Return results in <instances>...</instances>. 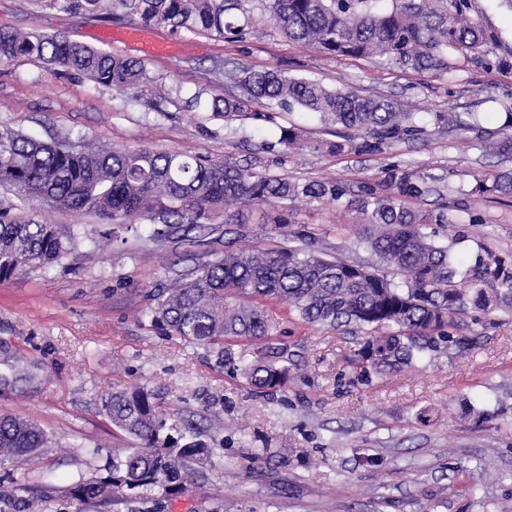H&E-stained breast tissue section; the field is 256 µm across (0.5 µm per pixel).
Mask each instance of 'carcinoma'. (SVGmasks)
I'll use <instances>...</instances> for the list:
<instances>
[{"mask_svg":"<svg viewBox=\"0 0 512 512\" xmlns=\"http://www.w3.org/2000/svg\"><path fill=\"white\" fill-rule=\"evenodd\" d=\"M268 18L283 38L337 56H384L402 67L442 73L448 52L487 62L496 40L482 28L463 24L467 0H453L455 13H439L432 0H400L390 10L373 9L374 0H264ZM68 9L91 17L125 19L134 25H167L175 31L215 33L243 40L254 29L250 0H68ZM35 60L84 75L124 93L149 82L140 59L115 55L62 33H21L0 29V60ZM243 94L213 105L224 117H239L263 100L317 113L359 139L354 149L378 153L408 135H421L412 112H397L382 98L354 89H331L317 80L284 75L278 69L240 70ZM289 149L314 150L296 127L281 130ZM0 187L21 200L40 198L63 212L93 213L112 224L161 223L156 236L174 230L184 237L217 214L239 222L229 211L235 202L276 205L300 201L313 206L345 201L363 217L360 241L392 270L379 274L343 258H325L300 246L226 250L224 255L178 274L174 282L149 291L151 322L204 349L217 368L238 372L263 391L288 384V347L269 344L244 362L229 347L238 338L271 339L273 326L264 304L287 307L298 322L318 328L347 327L356 337L351 362L357 382L411 368L442 347L462 350L464 318L477 322L495 312L512 314V261L486 250L468 261L450 258L461 243L454 235L438 244L427 224H449L410 208L407 200L432 191L430 183L393 164L383 176L347 197L336 181H297L266 176L224 161L177 151L144 148L95 149L81 137L46 143L11 128L0 129ZM471 194L512 196V170L489 173ZM76 235L64 224L39 223L0 211V282L35 268L60 263L75 247ZM35 368L15 359L0 388L35 381ZM158 394L143 386L114 392L103 401L112 426L141 447L112 456L104 472L63 487L69 496L100 504L128 498L157 503L199 486L200 467L211 459L201 435L179 417L163 412ZM52 438L35 423L0 416V459L34 460Z\"/></svg>","mask_w":512,"mask_h":512,"instance_id":"1","label":"carcinoma"}]
</instances>
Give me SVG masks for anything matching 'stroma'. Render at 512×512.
<instances>
[{
  "label": "stroma",
  "mask_w": 512,
  "mask_h": 512,
  "mask_svg": "<svg viewBox=\"0 0 512 512\" xmlns=\"http://www.w3.org/2000/svg\"><path fill=\"white\" fill-rule=\"evenodd\" d=\"M469 22L494 35L488 63L451 56L449 73L433 77L384 60L335 57L282 38L271 22L246 40L159 28L182 43L154 57L99 39L116 19H93L63 0H0V28L64 33L114 54L146 61L149 86L120 94L89 79L26 60L0 62V128L41 141L85 136L95 146L178 151L227 160L293 180H337L351 191L399 164L430 178L436 192L412 201L425 213L446 211L438 241L461 233V255L487 247L512 255V197L470 195L474 178L512 169L495 154L506 110H512V7L470 0ZM276 67L330 88L347 86L425 114L428 132L404 137L382 153L289 150L278 142L295 126L305 138L344 141V127L299 108L268 103L254 118L225 119L209 102L239 94L235 67ZM0 209L38 222L84 230L67 259L0 283V361L22 355L40 367L39 383L0 390V414L37 422L54 440L33 464L0 462V512L22 501L24 512H512V316L495 313L471 326L475 347L431 353L417 367L353 380L351 336L289 322L278 305L270 323L293 354L286 389L253 391L216 369L193 344L168 336L144 312L148 289L233 249L311 242L321 256L380 269L358 239L359 213L332 202L279 208L240 206V223L223 218L196 231L155 239L149 226L121 242L95 247L106 224L93 214H67L21 201L0 189ZM135 385L159 391L160 406L201 425L212 464L199 487L153 504L101 506L64 496L61 488L131 447L102 408L103 394ZM490 397L489 414L461 417L460 402Z\"/></svg>",
  "instance_id": "1"
}]
</instances>
